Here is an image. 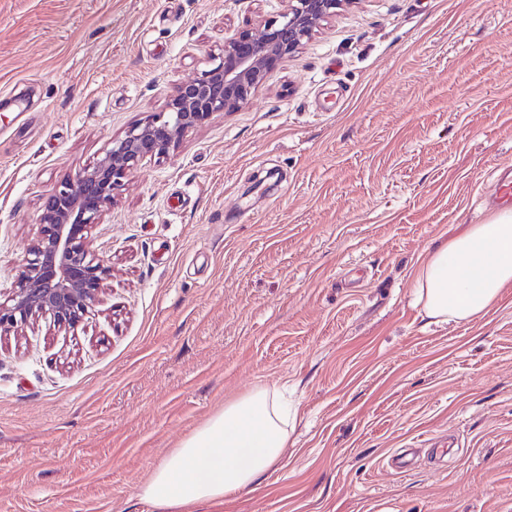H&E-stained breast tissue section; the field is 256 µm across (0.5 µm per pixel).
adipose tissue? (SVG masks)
<instances>
[{"instance_id": "1", "label": "adipose tissue", "mask_w": 512, "mask_h": 512, "mask_svg": "<svg viewBox=\"0 0 512 512\" xmlns=\"http://www.w3.org/2000/svg\"><path fill=\"white\" fill-rule=\"evenodd\" d=\"M512 287V208L490 213L437 248L416 270L413 291L433 322H473ZM288 444L286 409L268 388L225 405L185 438L138 487L157 512H207L253 487Z\"/></svg>"}]
</instances>
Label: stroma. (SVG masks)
<instances>
[{
    "instance_id": "stroma-1",
    "label": "stroma",
    "mask_w": 512,
    "mask_h": 512,
    "mask_svg": "<svg viewBox=\"0 0 512 512\" xmlns=\"http://www.w3.org/2000/svg\"><path fill=\"white\" fill-rule=\"evenodd\" d=\"M282 8L0 0L1 293L46 194ZM505 179L512 0H358L137 166L87 241L91 318L0 338V512H155L142 481L259 386L288 446L211 512H512V288L444 326L411 295Z\"/></svg>"
}]
</instances>
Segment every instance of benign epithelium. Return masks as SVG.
Segmentation results:
<instances>
[{
  "mask_svg": "<svg viewBox=\"0 0 512 512\" xmlns=\"http://www.w3.org/2000/svg\"><path fill=\"white\" fill-rule=\"evenodd\" d=\"M353 0H284L275 17L224 34L221 52L199 76L178 85L165 111L148 115L113 139L92 164L65 176L47 195L38 232L16 266L14 287L0 300V335L49 315L74 328L92 312L112 279V265L86 241L144 160L163 161L191 130L216 112H234L325 22Z\"/></svg>",
  "mask_w": 512,
  "mask_h": 512,
  "instance_id": "7a95c632",
  "label": "benign epithelium"
}]
</instances>
